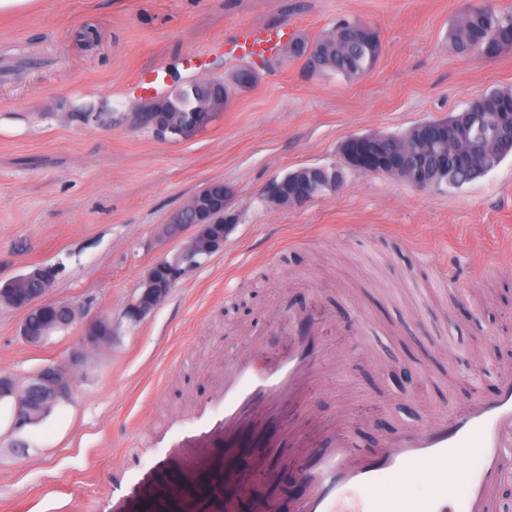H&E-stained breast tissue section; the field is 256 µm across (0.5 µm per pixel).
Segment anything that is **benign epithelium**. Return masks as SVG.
I'll use <instances>...</instances> for the list:
<instances>
[{
	"mask_svg": "<svg viewBox=\"0 0 512 512\" xmlns=\"http://www.w3.org/2000/svg\"><path fill=\"white\" fill-rule=\"evenodd\" d=\"M162 99H146L132 114V126L150 127L154 134L164 139L174 138L177 130L163 122L158 115ZM448 141V130L431 129L415 143L414 151L432 149L436 144ZM408 148H402L390 158L385 155L382 141L374 137L353 135L344 142V155L348 164L368 175H385L403 179L419 189L429 188L425 175L413 169L407 159ZM265 199L276 205H297L315 197L312 186L306 181L292 185L286 181L274 180L264 188ZM225 198H210L205 190L197 192L185 208L172 213L168 222L161 226V236L172 237L188 234V243L173 256L155 261L148 269L140 292L128 304L125 316L137 323L151 313L169 294L174 285L199 261L224 248L230 225L224 223ZM197 211L198 220L194 224L183 223L184 209ZM29 277L38 279L47 287H52L57 269L48 265H34L28 270ZM14 309L24 313L20 326V336L30 344H39L48 339V332L55 329L59 312L72 311L74 306L59 304L51 300L46 292L23 294L15 299ZM109 318L97 316L86 323L82 343L86 347H96L112 340L99 332L101 324ZM71 383L51 364L40 368L33 380L24 387L7 374H0V399L5 397L12 403V430L21 431L33 424L27 409L34 399L59 404L69 399Z\"/></svg>",
	"mask_w": 512,
	"mask_h": 512,
	"instance_id": "1",
	"label": "benign epithelium"
}]
</instances>
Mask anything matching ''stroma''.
<instances>
[{
    "mask_svg": "<svg viewBox=\"0 0 512 512\" xmlns=\"http://www.w3.org/2000/svg\"><path fill=\"white\" fill-rule=\"evenodd\" d=\"M468 0H35L0 17V48L40 58L0 74V281L48 264L52 299L78 306L72 325L31 345L20 312L0 308V373L27 384L67 364L72 391L15 434L0 401V512H147L167 477L143 481L219 448L188 419L203 409L247 339L270 331L265 356L288 348L273 328L289 296L329 318L328 363L304 400L282 409L308 440L337 422L378 447L403 426L491 393L512 360V155L459 188L347 169L350 136L398 132L512 88V48L463 58L448 31ZM376 28L378 62L363 77L310 74L284 60L258 72L192 138L160 140L131 126L143 93L133 76L161 73L166 89L227 76L215 52L243 26L289 27L309 40L336 20ZM335 166L344 186L271 206L265 186L301 167ZM228 191L222 251L189 272L137 324L124 317L146 269L176 252L160 224L204 186ZM455 287L442 284L445 273ZM105 316L112 342L81 349L83 325Z\"/></svg>",
    "mask_w": 512,
    "mask_h": 512,
    "instance_id": "35a3bbf8",
    "label": "stroma"
}]
</instances>
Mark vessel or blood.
<instances>
[{"mask_svg": "<svg viewBox=\"0 0 512 512\" xmlns=\"http://www.w3.org/2000/svg\"><path fill=\"white\" fill-rule=\"evenodd\" d=\"M289 38L287 28L241 27L225 43L224 56L252 59L276 53ZM278 311L288 324L290 343L276 365L265 364L263 336L225 367L208 402L224 446L206 458L173 470L165 512H259L248 492L257 474L281 478L273 467L274 448L256 437L250 422L255 409L277 417L283 403L299 401L302 382H315L327 357L318 317L281 299ZM497 391L480 396L426 425H407L371 452L356 448L344 430L327 425L321 443L308 445L297 423L282 421L281 431L301 443L295 472L302 486L294 512H502L498 485L512 476V366L503 365ZM461 473L449 480V465ZM426 474L428 488L412 486ZM365 498H358V491Z\"/></svg>", "mask_w": 512, "mask_h": 512, "instance_id": "1", "label": "vessel or blood"}]
</instances>
